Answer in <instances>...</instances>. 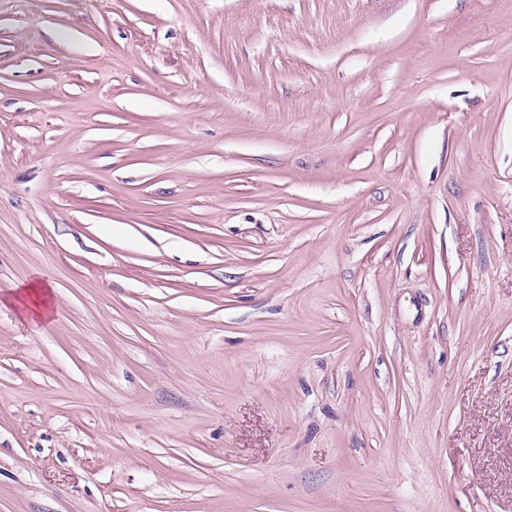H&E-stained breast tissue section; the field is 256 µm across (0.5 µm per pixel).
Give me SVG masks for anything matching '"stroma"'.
<instances>
[{"label": "stroma", "mask_w": 512, "mask_h": 512, "mask_svg": "<svg viewBox=\"0 0 512 512\" xmlns=\"http://www.w3.org/2000/svg\"><path fill=\"white\" fill-rule=\"evenodd\" d=\"M0 512H512V0H0Z\"/></svg>", "instance_id": "1"}]
</instances>
